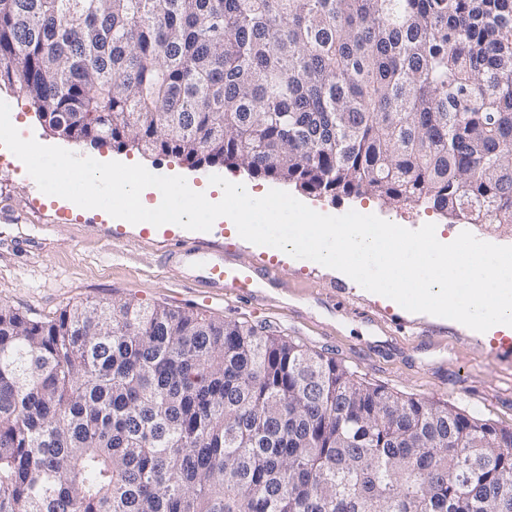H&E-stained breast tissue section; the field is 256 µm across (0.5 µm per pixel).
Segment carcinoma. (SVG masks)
<instances>
[{"label": "carcinoma", "instance_id": "obj_1", "mask_svg": "<svg viewBox=\"0 0 512 512\" xmlns=\"http://www.w3.org/2000/svg\"><path fill=\"white\" fill-rule=\"evenodd\" d=\"M2 84L93 148L512 225V0H0ZM482 421L245 322L0 303V512H512Z\"/></svg>", "mask_w": 512, "mask_h": 512}]
</instances>
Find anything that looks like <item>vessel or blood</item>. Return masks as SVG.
<instances>
[{"instance_id":"vessel-or-blood-1","label":"vessel or blood","mask_w":512,"mask_h":512,"mask_svg":"<svg viewBox=\"0 0 512 512\" xmlns=\"http://www.w3.org/2000/svg\"><path fill=\"white\" fill-rule=\"evenodd\" d=\"M167 256L200 268L204 287L226 289L240 302L262 304L264 290L278 285L272 275L259 274L257 266L226 258L223 247L212 241L176 238L170 240Z\"/></svg>"}]
</instances>
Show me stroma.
I'll return each mask as SVG.
<instances>
[{
  "label": "stroma",
  "mask_w": 512,
  "mask_h": 512,
  "mask_svg": "<svg viewBox=\"0 0 512 512\" xmlns=\"http://www.w3.org/2000/svg\"><path fill=\"white\" fill-rule=\"evenodd\" d=\"M0 100L8 103L22 137L58 145V138L9 90H0ZM68 149L82 157L140 164L160 174L182 172L198 186L208 184L216 173L227 179L244 177L238 170L193 168L172 156L131 149L74 143ZM19 172L16 156L0 146V303L35 316L86 300L129 298L144 305L262 325L335 359L359 380L405 396L446 402L500 426H512V362L497 351L506 340L503 333L487 335L453 321L411 316L330 268L305 267L286 254L252 250L224 223L213 225L206 239L223 242L238 261L273 264L284 286L283 297L254 306L227 293H205L187 274L163 266L159 259L165 241L184 235V228L109 225L104 210L59 204L35 182L19 179ZM299 199L328 215L354 210L411 230L431 223L437 239L445 242L466 229L465 224L432 211L390 208L368 195L333 204L304 193ZM339 289L385 316L389 330L326 310L323 299ZM424 329L430 330V337H421Z\"/></svg>",
  "instance_id": "obj_1"
}]
</instances>
